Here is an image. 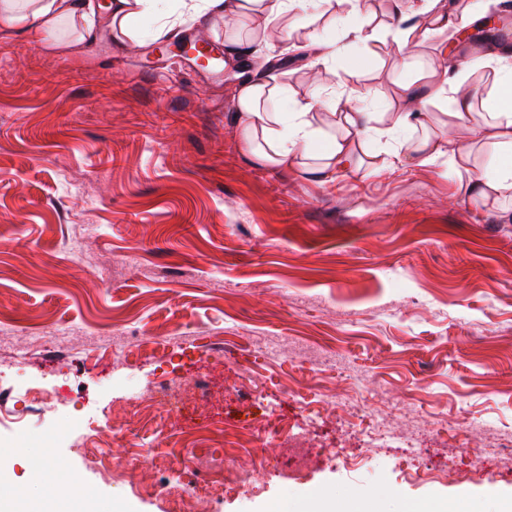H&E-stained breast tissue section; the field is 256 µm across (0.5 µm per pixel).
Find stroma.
<instances>
[{"label": "stroma", "instance_id": "stroma-1", "mask_svg": "<svg viewBox=\"0 0 512 512\" xmlns=\"http://www.w3.org/2000/svg\"><path fill=\"white\" fill-rule=\"evenodd\" d=\"M138 29L66 54L0 41V399L64 379L74 399L0 428V476L49 512L116 500L173 512L183 467L145 459L144 445L169 427L152 387L174 378L182 422L201 431L237 414L302 427L304 399L324 390L318 430L344 443L335 458L312 449L299 475L269 468L239 487L227 472L232 489L207 512H302L313 495L368 491L385 512L434 498L495 512L512 496V456L478 468L474 450L512 437V211L470 201L468 174L444 164L323 185L257 165L237 137L241 74L276 66L301 96L330 77L319 54L274 34L235 67H205L178 43L223 49L222 21L161 38L150 20ZM384 37L366 79L386 93L378 111L394 112L404 62ZM442 48L456 65L488 44L451 29L416 47L415 66ZM87 224L97 232L73 252ZM199 376L213 383L204 401ZM351 412L385 416L421 454L370 447L347 429ZM90 416L104 426L93 443ZM471 419L482 428L448 436ZM95 446L131 458L125 480L93 463ZM422 464L441 476L417 474Z\"/></svg>", "mask_w": 512, "mask_h": 512}]
</instances>
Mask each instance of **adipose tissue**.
Returning <instances> with one entry per match:
<instances>
[{
	"mask_svg": "<svg viewBox=\"0 0 512 512\" xmlns=\"http://www.w3.org/2000/svg\"><path fill=\"white\" fill-rule=\"evenodd\" d=\"M211 15L224 20V52L236 57L242 46L265 39L268 29L292 34L306 26V49L324 53L328 59L344 56L348 44L378 39V32L350 27L336 12V0H204ZM152 8L151 0H0V34L23 38L45 47L60 48L64 26L76 31V42L96 44L103 33L113 41L134 38L133 23ZM390 16L403 20L393 41L398 54L409 57L411 50L432 34L467 24L468 16L449 10L445 0H387ZM262 18V27L239 32L233 21L241 16ZM336 32V39H322L321 30ZM370 60L357 59L343 70H332L331 79L316 95L293 99L287 85L277 76L255 72L240 81L235 96L239 136L246 154L267 167H303L316 182L332 180L336 171L369 167L382 169L377 154L362 157L369 140L416 134V141L404 142L394 152L395 162L410 159L420 165L444 163L469 173V191L483 203L494 204L512 197V48L491 46L484 56L471 61L469 71H460L437 59L434 77L422 84L416 67H408L398 86L404 103L402 111L381 115L368 111L370 103L384 99V91L365 83ZM492 69L496 79L483 99L486 114L474 122L470 70ZM342 94L344 109L335 113L333 131L314 122L319 96ZM292 100L290 113L280 104ZM451 104L457 124L470 126L472 139L459 143L447 132H434L436 109Z\"/></svg>",
	"mask_w": 512,
	"mask_h": 512,
	"instance_id": "obj_1",
	"label": "adipose tissue"
}]
</instances>
